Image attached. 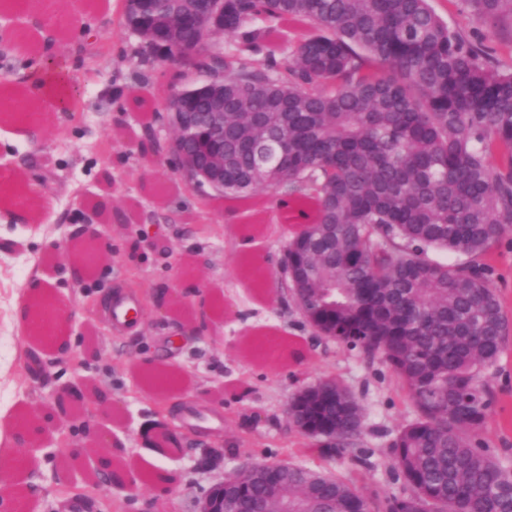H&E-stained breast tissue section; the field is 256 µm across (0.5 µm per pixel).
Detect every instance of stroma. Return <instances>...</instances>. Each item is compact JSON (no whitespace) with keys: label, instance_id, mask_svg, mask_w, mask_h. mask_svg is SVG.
<instances>
[{"label":"stroma","instance_id":"stroma-1","mask_svg":"<svg viewBox=\"0 0 512 512\" xmlns=\"http://www.w3.org/2000/svg\"><path fill=\"white\" fill-rule=\"evenodd\" d=\"M448 26L482 37L501 69H512V22L477 24L461 0H432ZM122 0H33L0 7V83L66 69L80 108L53 100L33 104L39 139L17 137L0 121V175L38 201L35 222L14 219L0 202V411L39 419L40 431L17 450L18 474L0 483L38 487L26 512H196L233 468L255 462H300L354 479L367 496L400 494L389 470L390 444L414 418L389 368L320 336L297 307L281 271L294 231L277 196L227 211L210 189L192 188L167 155L146 156L145 127L169 140L165 101L154 90L161 64L144 65L139 38L120 22ZM72 26L47 54L18 51L16 36L33 18ZM151 102L132 109L130 94ZM100 251L80 264L75 245L85 227ZM487 261L505 311L512 315V227ZM79 277L63 279L67 266ZM53 280L62 302L68 351L24 347L22 304L37 276ZM123 291L139 309L137 333L112 324L109 299ZM44 379L32 380L29 359ZM498 403L482 433L512 466V338L492 371ZM338 379L364 409L355 447L322 457L315 439L287 413L290 397L321 379ZM108 393L111 408L87 399L70 429L60 430L56 397L68 387ZM174 435L166 450L149 444L157 428ZM104 437L100 448L73 455L75 434ZM121 450L124 483L100 482L102 457ZM170 482L157 489L156 471Z\"/></svg>","mask_w":512,"mask_h":512}]
</instances>
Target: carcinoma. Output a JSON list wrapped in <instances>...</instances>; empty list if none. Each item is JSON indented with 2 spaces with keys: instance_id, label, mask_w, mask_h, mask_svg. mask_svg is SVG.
<instances>
[{
  "instance_id": "1",
  "label": "carcinoma",
  "mask_w": 512,
  "mask_h": 512,
  "mask_svg": "<svg viewBox=\"0 0 512 512\" xmlns=\"http://www.w3.org/2000/svg\"><path fill=\"white\" fill-rule=\"evenodd\" d=\"M480 24L512 20V0H463ZM132 22L144 62H167L157 0ZM314 33L290 58L288 29ZM224 54L180 90L199 113L193 149L210 151L206 73L224 71V200L282 190L303 222L288 239L289 285L323 336L381 359L414 419L391 443L403 491L370 499L353 481L288 463V512H512V467L481 438L494 414L489 370L512 322L485 262L512 226V70L450 29L431 0H224ZM432 251L461 256L435 261ZM320 408L352 447L364 418L330 379Z\"/></svg>"
}]
</instances>
